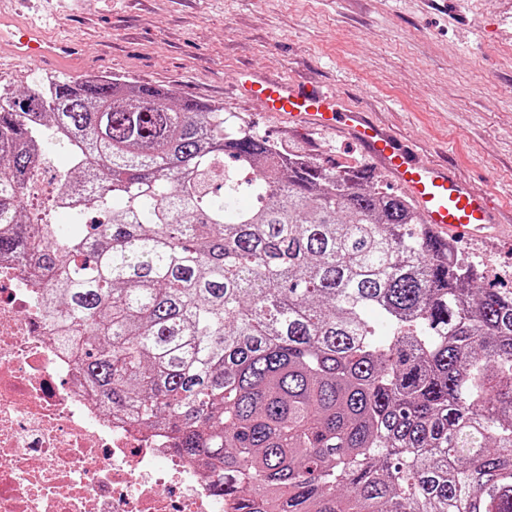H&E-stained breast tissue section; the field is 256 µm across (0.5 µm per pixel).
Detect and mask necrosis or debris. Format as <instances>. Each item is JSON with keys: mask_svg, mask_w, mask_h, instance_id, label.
<instances>
[{"mask_svg": "<svg viewBox=\"0 0 512 512\" xmlns=\"http://www.w3.org/2000/svg\"><path fill=\"white\" fill-rule=\"evenodd\" d=\"M35 260L0 258V512H230L165 430L104 416L38 299Z\"/></svg>", "mask_w": 512, "mask_h": 512, "instance_id": "obj_1", "label": "necrosis or debris"}]
</instances>
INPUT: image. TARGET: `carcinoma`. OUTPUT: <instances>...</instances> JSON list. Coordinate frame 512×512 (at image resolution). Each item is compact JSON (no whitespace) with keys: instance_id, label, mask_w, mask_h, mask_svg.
Wrapping results in <instances>:
<instances>
[{"instance_id":"carcinoma-1","label":"carcinoma","mask_w":512,"mask_h":512,"mask_svg":"<svg viewBox=\"0 0 512 512\" xmlns=\"http://www.w3.org/2000/svg\"><path fill=\"white\" fill-rule=\"evenodd\" d=\"M53 150L77 208L37 224ZM379 179L174 87L0 93V256L42 257L113 412L165 426L236 512H512V291Z\"/></svg>"}]
</instances>
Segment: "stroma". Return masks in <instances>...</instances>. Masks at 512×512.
Segmentation results:
<instances>
[{
    "mask_svg": "<svg viewBox=\"0 0 512 512\" xmlns=\"http://www.w3.org/2000/svg\"><path fill=\"white\" fill-rule=\"evenodd\" d=\"M0 12L81 41L49 67L0 50V88L111 75L223 105L263 136L322 161L367 164L344 133L299 130L237 97L242 69L333 88L485 194L502 230L458 242L487 281L512 289V0H0Z\"/></svg>",
    "mask_w": 512,
    "mask_h": 512,
    "instance_id": "35a3bbf8",
    "label": "stroma"
}]
</instances>
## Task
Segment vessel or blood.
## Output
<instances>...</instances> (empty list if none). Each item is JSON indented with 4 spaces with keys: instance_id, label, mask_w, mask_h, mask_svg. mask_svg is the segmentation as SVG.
<instances>
[{
    "instance_id": "b4317fda",
    "label": "vessel or blood",
    "mask_w": 512,
    "mask_h": 512,
    "mask_svg": "<svg viewBox=\"0 0 512 512\" xmlns=\"http://www.w3.org/2000/svg\"><path fill=\"white\" fill-rule=\"evenodd\" d=\"M1 43L8 44L14 56L58 62L69 61L80 51L76 41L48 39L40 29L0 14ZM234 89L264 111L298 126L346 131L404 188L433 232L458 239H483L490 234L495 220L485 196L456 178L447 166L416 162L409 146L334 92L294 81H270L254 71L237 75Z\"/></svg>"
}]
</instances>
